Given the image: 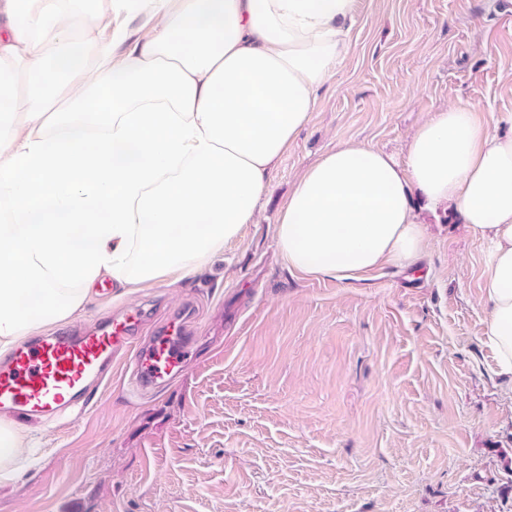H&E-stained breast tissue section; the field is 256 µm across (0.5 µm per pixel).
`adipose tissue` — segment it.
<instances>
[{"instance_id": "adipose-tissue-1", "label": "adipose tissue", "mask_w": 512, "mask_h": 512, "mask_svg": "<svg viewBox=\"0 0 512 512\" xmlns=\"http://www.w3.org/2000/svg\"><path fill=\"white\" fill-rule=\"evenodd\" d=\"M77 2L0 0L1 356L82 313L101 275L175 284L223 253L347 56L358 0H112L99 37ZM418 197L486 247L484 339L512 388V115L439 108L403 162L337 144L295 181L277 249L342 282L415 265ZM31 456L0 424V482Z\"/></svg>"}]
</instances>
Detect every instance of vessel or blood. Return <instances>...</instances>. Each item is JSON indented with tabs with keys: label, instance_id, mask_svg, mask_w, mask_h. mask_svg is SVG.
<instances>
[{
	"label": "vessel or blood",
	"instance_id": "b4317fda",
	"mask_svg": "<svg viewBox=\"0 0 512 512\" xmlns=\"http://www.w3.org/2000/svg\"><path fill=\"white\" fill-rule=\"evenodd\" d=\"M141 311L104 321L92 329L37 336L0 361V418L12 422L50 420L86 405L89 394L112 374L116 353L133 350L138 389L166 382L181 369L190 341L173 318L149 344L135 347Z\"/></svg>",
	"mask_w": 512,
	"mask_h": 512
}]
</instances>
